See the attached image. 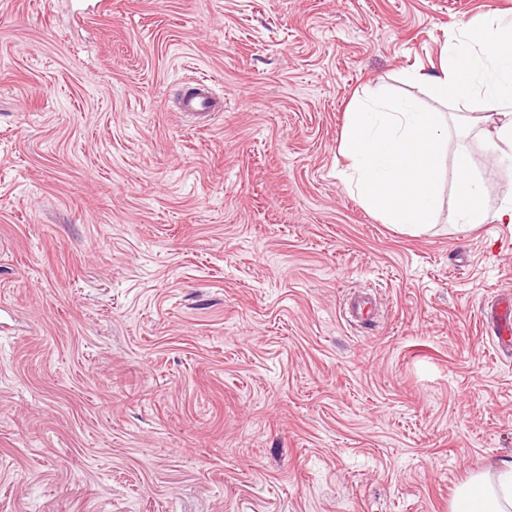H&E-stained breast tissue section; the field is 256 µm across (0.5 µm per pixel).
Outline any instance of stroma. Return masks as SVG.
Here are the masks:
<instances>
[{
  "label": "stroma",
  "instance_id": "35a3bbf8",
  "mask_svg": "<svg viewBox=\"0 0 512 512\" xmlns=\"http://www.w3.org/2000/svg\"><path fill=\"white\" fill-rule=\"evenodd\" d=\"M110 2L0 0V512H449L512 463V224H382L339 136L512 0ZM224 109V100L217 96L213 85L207 80L192 81L178 98V110L189 118L210 115ZM485 328L497 338L498 347L507 352L512 342V297L493 304L485 315Z\"/></svg>",
  "mask_w": 512,
  "mask_h": 512
}]
</instances>
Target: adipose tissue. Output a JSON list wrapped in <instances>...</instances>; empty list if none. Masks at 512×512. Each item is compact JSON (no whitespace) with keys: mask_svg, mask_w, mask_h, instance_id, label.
<instances>
[{"mask_svg":"<svg viewBox=\"0 0 512 512\" xmlns=\"http://www.w3.org/2000/svg\"><path fill=\"white\" fill-rule=\"evenodd\" d=\"M407 78L452 111L422 112L413 101L389 102L377 92L355 99L339 153L360 205L400 231L424 233L435 227L448 189L458 200L457 231L512 224V193L490 207L468 148L445 153L451 129L493 115L491 147L500 163L512 166V16L493 13L462 25L443 43L436 74L414 71ZM455 498L459 505L451 512H512V464L494 477L472 475Z\"/></svg>","mask_w":512,"mask_h":512,"instance_id":"ef3b65f1","label":"adipose tissue"}]
</instances>
